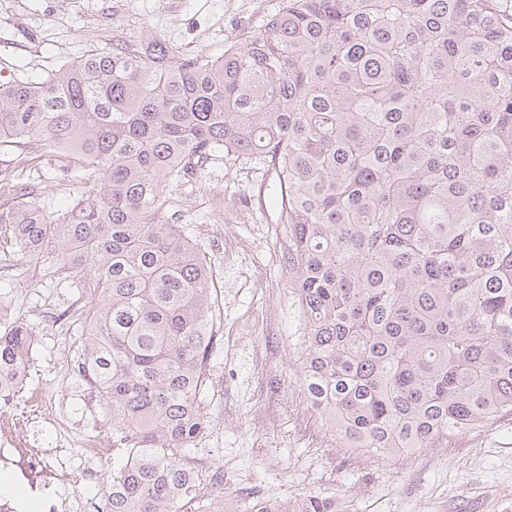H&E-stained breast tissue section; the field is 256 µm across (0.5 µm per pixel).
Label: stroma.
Returning a JSON list of instances; mask_svg holds the SVG:
<instances>
[{
	"label": "stroma",
	"mask_w": 512,
	"mask_h": 512,
	"mask_svg": "<svg viewBox=\"0 0 512 512\" xmlns=\"http://www.w3.org/2000/svg\"><path fill=\"white\" fill-rule=\"evenodd\" d=\"M282 0H0V61L8 77L38 81L87 51L122 42L159 40L190 55L217 57L259 29ZM50 215L66 211L92 183L65 172L66 155L31 141L0 158ZM273 176L247 160L216 155L201 173L170 185L169 223L187 224L206 251L213 299L228 336L211 367L204 403L221 421L187 454L197 472L224 471L230 497L250 492L275 500L342 493L344 512H512V415L458 439L438 455L419 450L413 462L382 460L337 447L326 421L309 407L297 381L304 347L284 253L288 228L267 195ZM0 303L26 324L35 344L28 384L64 382L54 405L74 428L108 433L112 416L87 400L68 376L64 328L46 315L75 309L66 284L44 274L39 260L0 255Z\"/></svg>",
	"instance_id": "stroma-1"
}]
</instances>
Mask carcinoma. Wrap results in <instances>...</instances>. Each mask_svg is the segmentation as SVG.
Returning <instances> with one entry per match:
<instances>
[{
	"mask_svg": "<svg viewBox=\"0 0 512 512\" xmlns=\"http://www.w3.org/2000/svg\"><path fill=\"white\" fill-rule=\"evenodd\" d=\"M33 139L100 184L53 218L11 179L0 247L85 301L79 377L123 453L104 512H217L186 454L221 346L213 278L164 195L220 153L273 172L301 392L342 447L396 459L512 414L508 0H282L221 57L90 50L0 81V148ZM31 339L0 332V387Z\"/></svg>",
	"mask_w": 512,
	"mask_h": 512,
	"instance_id": "cac0c4a2",
	"label": "carcinoma"
}]
</instances>
